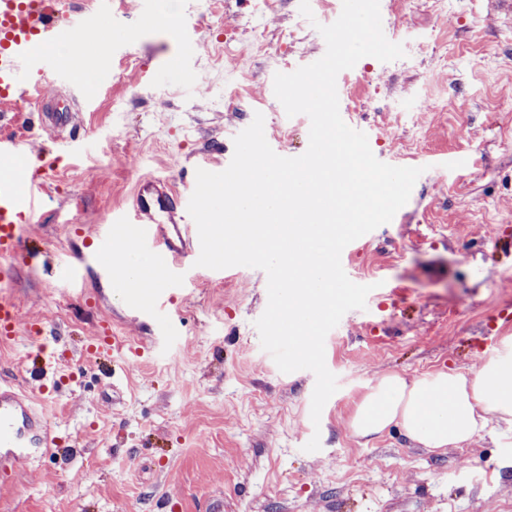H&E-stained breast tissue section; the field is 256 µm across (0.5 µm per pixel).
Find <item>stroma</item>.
<instances>
[{"label":"stroma","instance_id":"1","mask_svg":"<svg viewBox=\"0 0 512 512\" xmlns=\"http://www.w3.org/2000/svg\"><path fill=\"white\" fill-rule=\"evenodd\" d=\"M112 0L87 34L96 77L81 57L59 62L77 97L89 151L70 159L28 103L0 137L26 141L53 196L30 228V245L71 260L81 296L19 263L14 295L23 323L84 342L107 321L119 343L110 360L73 362L53 394L39 395L64 446L34 466L0 470V512H512V426L489 419L468 444L430 450L398 427L360 437L355 410L395 372L473 374L488 359L475 339L512 304V7L504 0H391L404 58L365 57L337 77L342 107L370 131L373 154L422 168L392 221L349 243L342 267L384 297L347 312L325 339L339 389L319 422L316 378L281 372L261 347L256 320L267 275L245 266L231 278L187 257V280L168 318H134L118 276L97 256L98 225L133 203L138 180L184 188V168L224 163L236 128L264 116L265 137L284 157L303 154L306 115L287 116L266 88L323 56L316 23L342 0ZM198 36L186 54L170 28ZM237 88L228 97L227 88ZM50 337L0 340V380L31 383ZM319 436L321 448L306 452Z\"/></svg>","mask_w":512,"mask_h":512}]
</instances>
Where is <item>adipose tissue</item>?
Listing matches in <instances>:
<instances>
[{
  "instance_id": "adipose-tissue-1",
  "label": "adipose tissue",
  "mask_w": 512,
  "mask_h": 512,
  "mask_svg": "<svg viewBox=\"0 0 512 512\" xmlns=\"http://www.w3.org/2000/svg\"><path fill=\"white\" fill-rule=\"evenodd\" d=\"M491 413L512 424V353L489 359L470 376L383 375L358 405L352 429L367 437L397 425L423 447L441 450L471 441Z\"/></svg>"
}]
</instances>
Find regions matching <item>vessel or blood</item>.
<instances>
[{
	"label": "vessel or blood",
	"mask_w": 512,
	"mask_h": 512,
	"mask_svg": "<svg viewBox=\"0 0 512 512\" xmlns=\"http://www.w3.org/2000/svg\"><path fill=\"white\" fill-rule=\"evenodd\" d=\"M97 15L73 7L71 0H0V124L14 122L6 104L29 97L42 80L56 76L55 58L46 46L49 41L78 37L97 25ZM50 111L40 113L43 129L55 135L60 147L74 150L83 142L75 137L76 118L65 97L50 103ZM19 139L0 138V335H18L20 323L13 298L14 259L24 254L28 228L49 197L43 180L21 181L15 171L23 155ZM194 191H174L161 178L138 181L132 209L117 212L104 225L100 250L104 267L112 265L113 241H125L141 250L160 248L163 254L135 287L136 299L151 298L158 307L168 300V287L185 257L184 220ZM51 282L66 281L76 286L79 274L58 257L44 260ZM58 437L50 423L32 404L27 391L0 383V461L38 462L51 455Z\"/></svg>",
	"instance_id": "1"
}]
</instances>
